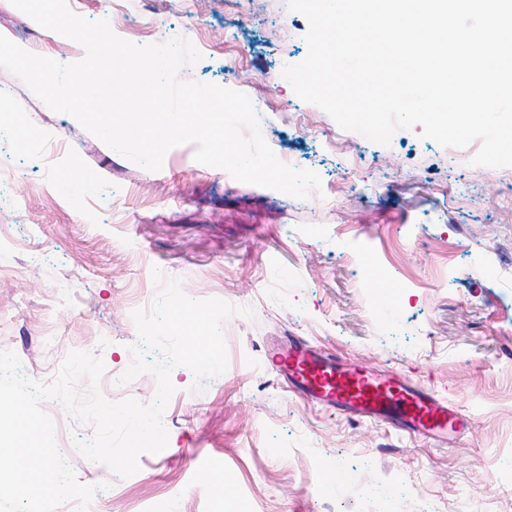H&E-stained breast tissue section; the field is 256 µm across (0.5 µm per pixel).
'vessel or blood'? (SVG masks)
Instances as JSON below:
<instances>
[{"label": "vessel or blood", "mask_w": 512, "mask_h": 512, "mask_svg": "<svg viewBox=\"0 0 512 512\" xmlns=\"http://www.w3.org/2000/svg\"><path fill=\"white\" fill-rule=\"evenodd\" d=\"M267 359L294 392L350 417L382 420L408 434H460L468 424L461 412L426 387L397 374L381 377L345 366L298 338L269 352Z\"/></svg>", "instance_id": "1"}]
</instances>
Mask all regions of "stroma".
I'll return each mask as SVG.
<instances>
[{
	"label": "stroma",
	"mask_w": 512,
	"mask_h": 512,
	"mask_svg": "<svg viewBox=\"0 0 512 512\" xmlns=\"http://www.w3.org/2000/svg\"><path fill=\"white\" fill-rule=\"evenodd\" d=\"M68 5L139 45L190 40L202 58L181 79L245 93L273 152L321 179L296 199L196 162L190 145L146 170L0 69V352L24 376L50 381L87 351L106 398L151 402L152 375L119 379L155 267L190 298L254 311L223 324V375L199 386L172 369L167 446L133 476L74 452L92 426L43 402L95 512H512V167L472 165L479 142L443 147L418 124L376 144L299 100L280 74L306 56L308 24L288 0ZM0 35L62 63L85 55L10 0ZM291 336L419 379L467 416L465 432L401 436L290 392L264 355Z\"/></svg>",
	"instance_id": "35a3bbf8"
}]
</instances>
